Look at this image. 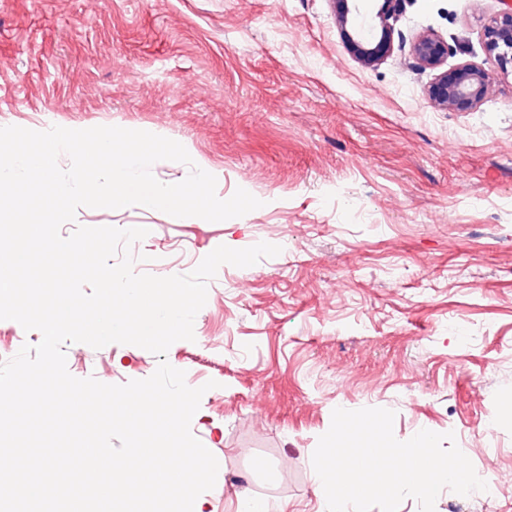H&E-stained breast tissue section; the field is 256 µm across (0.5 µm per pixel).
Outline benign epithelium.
<instances>
[{
    "mask_svg": "<svg viewBox=\"0 0 512 512\" xmlns=\"http://www.w3.org/2000/svg\"><path fill=\"white\" fill-rule=\"evenodd\" d=\"M356 0H336L337 16L351 50L366 66H372L392 51L393 22L401 9V0H382L377 9L369 36L360 31L349 32L347 25L353 23ZM486 25V47L501 65L512 64V3ZM449 47L435 34L419 36L412 46V55L418 65L440 68L448 57ZM493 76L485 69L464 62L450 73L440 72L435 78L430 98L438 107L448 111L472 109L487 96Z\"/></svg>",
    "mask_w": 512,
    "mask_h": 512,
    "instance_id": "obj_1",
    "label": "benign epithelium"
}]
</instances>
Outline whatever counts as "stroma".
<instances>
[{
  "instance_id": "stroma-1",
  "label": "stroma",
  "mask_w": 512,
  "mask_h": 512,
  "mask_svg": "<svg viewBox=\"0 0 512 512\" xmlns=\"http://www.w3.org/2000/svg\"><path fill=\"white\" fill-rule=\"evenodd\" d=\"M501 0H406L367 67L335 0H0V126H118L181 143L260 208L222 222L79 207L76 226L147 227L137 272L186 275L216 247L279 255L220 266L194 341L166 358L206 386L191 431L221 467L205 512L262 497L322 512L312 454L337 408L394 411L393 433H454L494 493L435 512H512V75L486 50ZM434 33L495 77L476 109L427 94L411 48ZM74 377H150L153 353L65 344ZM216 388H208V381Z\"/></svg>"
}]
</instances>
